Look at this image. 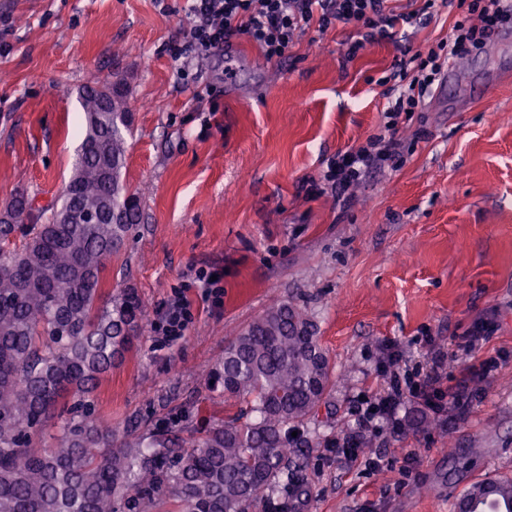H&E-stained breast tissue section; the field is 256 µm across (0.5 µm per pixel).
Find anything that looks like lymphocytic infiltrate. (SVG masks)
<instances>
[{"label": "lymphocytic infiltrate", "mask_w": 512, "mask_h": 512, "mask_svg": "<svg viewBox=\"0 0 512 512\" xmlns=\"http://www.w3.org/2000/svg\"><path fill=\"white\" fill-rule=\"evenodd\" d=\"M388 0H190L188 23L180 33L174 50L180 79H188L190 66L196 59L223 52L234 36L244 35L255 44L266 61L284 57L306 30L315 27L326 32L336 24L351 26L357 38L347 49L355 56L365 45L394 37L397 26L423 21L431 17L436 0H423L420 8L395 12ZM473 16L456 22L451 35L425 52L400 60L390 73L391 84L385 94L388 129H395L401 114L421 111L425 98L445 70L482 45L500 28L512 23V0H471ZM400 144L395 137L369 139L337 154L320 178L304 182L307 195L315 197L334 191L345 197L348 189L368 173L385 167H396ZM386 358L394 363L385 394L372 397L362 408L353 425L337 443L336 456L356 462L358 450L368 433L382 424L395 423L400 406L408 399L422 400L432 411H441L440 396L434 387L443 379L436 370L423 381L398 369V350L390 348Z\"/></svg>", "instance_id": "lymphocytic-infiltrate-1"}]
</instances>
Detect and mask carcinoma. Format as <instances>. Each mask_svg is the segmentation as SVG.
<instances>
[{"label": "carcinoma", "mask_w": 512, "mask_h": 512, "mask_svg": "<svg viewBox=\"0 0 512 512\" xmlns=\"http://www.w3.org/2000/svg\"><path fill=\"white\" fill-rule=\"evenodd\" d=\"M86 132L59 199L18 193L0 225V512H248L292 481L290 456L320 423L333 366L307 308L277 300L236 332L210 373L250 414L112 444L90 395L132 344L143 305L132 288L101 303L105 263L138 223L140 192L121 182L132 112L118 81L80 93ZM34 221L21 244L14 225ZM297 436H292V432ZM482 492L512 503V479Z\"/></svg>", "instance_id": "cac0c4a2"}]
</instances>
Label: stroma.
Listing matches in <instances>:
<instances>
[{
  "label": "stroma",
  "mask_w": 512,
  "mask_h": 512,
  "mask_svg": "<svg viewBox=\"0 0 512 512\" xmlns=\"http://www.w3.org/2000/svg\"><path fill=\"white\" fill-rule=\"evenodd\" d=\"M187 0H0V209L25 193L54 200L81 141V87L123 79L133 112L122 182L141 190V220L103 273L104 293L135 289L137 339L93 392L99 424L124 436L178 429L206 405L235 413L208 371L233 334L274 300L313 312L338 379L295 460L302 492L275 493L251 512H455L484 477L512 478V71L492 37L455 66L466 99L427 101L399 126V168L374 172L347 202L306 197L336 153L384 133L378 80L401 50L448 37L466 8L345 55L353 31L299 37L265 62L245 36L195 61L183 83L169 52ZM221 274L220 300L190 282ZM192 321L182 340L152 325L177 293ZM407 368L446 356L448 384L469 364L487 377L434 414L416 400L402 429L383 428L359 451L379 470L346 468L331 448L351 407L381 392V352Z\"/></svg>",
  "instance_id": "obj_1"
}]
</instances>
